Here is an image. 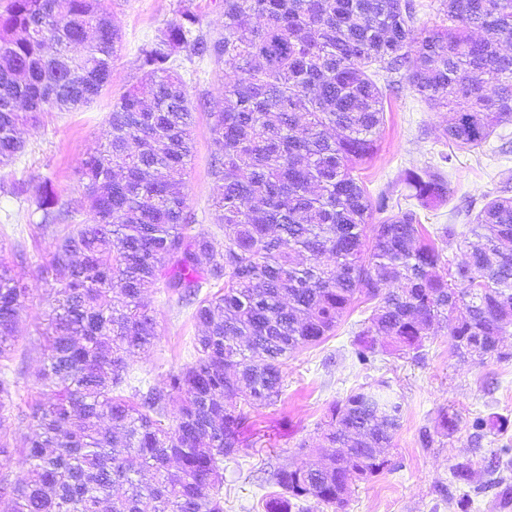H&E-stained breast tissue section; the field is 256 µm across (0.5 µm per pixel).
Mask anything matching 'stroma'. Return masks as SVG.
<instances>
[{"instance_id": "35a3bbf8", "label": "stroma", "mask_w": 512, "mask_h": 512, "mask_svg": "<svg viewBox=\"0 0 512 512\" xmlns=\"http://www.w3.org/2000/svg\"><path fill=\"white\" fill-rule=\"evenodd\" d=\"M101 6L114 14L122 34L108 82L81 110L43 112L37 122L20 126L22 152L8 165H0V247L9 252L22 248L26 256L15 269L27 299L11 363L17 381L14 401L24 412L31 404L52 399L39 381L46 351L36 331L46 324L55 284L41 275L54 234L39 227L36 186L51 182L60 206L73 209V223H84L86 212L76 209L83 196L81 162L106 145L113 103L142 76V46L185 9L200 17L208 40L224 34V0H101ZM180 63L193 107L194 149L186 177L192 231L220 247L224 231L213 206L212 127L224 105V64L186 53ZM447 124V110L431 109L413 93H399L387 100L378 150L359 171L370 195L388 193L393 206L405 207V170L437 163L442 153L452 152L453 160L445 168L447 204L421 213L429 228L465 226L461 207H482L499 181L512 176V149L501 150L502 144L512 146V122L500 126L482 148L454 152L442 136ZM145 301L157 322L159 340L149 351L131 357L129 364L134 381L152 386L188 362L198 326L193 307L164 289H151ZM369 313L368 304L355 303L330 336L292 354L275 405L244 407L247 445L224 463V512H264L265 499L279 491L268 483L269 471L318 462V454L303 450L302 442L316 440L330 406L379 381L386 382L401 403V424L386 451L387 467L357 482L342 512H512V332L500 344L511 355L507 361H461L447 328L441 327L427 342L422 359L382 348L363 364L355 356L354 333ZM444 411L457 414L455 432L440 425ZM477 417L488 419L489 425L476 443L471 422ZM497 417L508 419L506 429L494 426ZM461 465L468 467L469 481L455 478Z\"/></svg>"}]
</instances>
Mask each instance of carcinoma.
Wrapping results in <instances>:
<instances>
[{
    "instance_id": "carcinoma-1",
    "label": "carcinoma",
    "mask_w": 512,
    "mask_h": 512,
    "mask_svg": "<svg viewBox=\"0 0 512 512\" xmlns=\"http://www.w3.org/2000/svg\"><path fill=\"white\" fill-rule=\"evenodd\" d=\"M421 29L412 0H224L212 42L184 10L141 48L143 77L112 107L104 152L82 163L85 224L55 236L60 273L40 373L55 401L24 415L32 437L10 446L29 477L0 475V512H224V459L240 452L244 416L275 404L286 362L338 326L359 296L375 300L356 334L366 363L381 342L419 353L443 324L459 357L507 360L512 329V179L469 219L431 231L419 210L448 200L437 167L408 169L417 206L368 195L354 172L372 159L384 102L401 83L453 111L444 138L483 146L512 122V0H439ZM120 40L99 0H11L0 15V164L21 152L18 125L90 104ZM83 47L76 56L73 48ZM224 59V108L212 128L214 207L224 247L190 233L185 171L192 111L178 55ZM42 228L69 215L49 183ZM371 246L364 230L374 215ZM467 241L452 270L439 243ZM16 260L0 254V428L12 417L7 377L25 301ZM163 286L195 305L191 361L147 389L128 360L158 340L143 296ZM216 292L200 296L203 288ZM369 385L332 406L319 439L342 448L317 467L279 468L265 512L301 501L341 509L340 488L379 473L402 405Z\"/></svg>"
}]
</instances>
